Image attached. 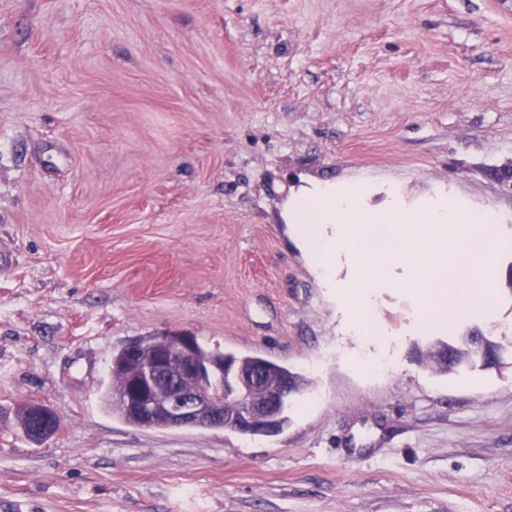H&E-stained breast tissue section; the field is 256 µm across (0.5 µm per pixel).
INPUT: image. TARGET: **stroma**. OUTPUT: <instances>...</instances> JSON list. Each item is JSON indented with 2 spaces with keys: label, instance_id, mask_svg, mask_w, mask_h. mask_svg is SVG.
Returning <instances> with one entry per match:
<instances>
[{
  "label": "stroma",
  "instance_id": "stroma-1",
  "mask_svg": "<svg viewBox=\"0 0 512 512\" xmlns=\"http://www.w3.org/2000/svg\"><path fill=\"white\" fill-rule=\"evenodd\" d=\"M512 0H0V512H512V354L438 373L374 289L359 335L287 205L355 182L492 212L512 242ZM190 332L305 376L273 436L106 412L112 356ZM61 417L38 444L14 411Z\"/></svg>",
  "mask_w": 512,
  "mask_h": 512
}]
</instances>
